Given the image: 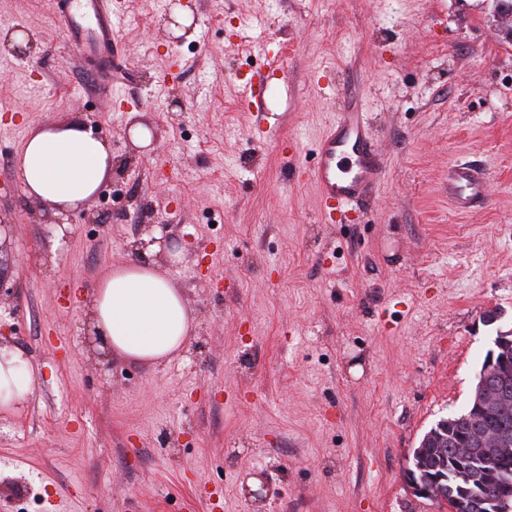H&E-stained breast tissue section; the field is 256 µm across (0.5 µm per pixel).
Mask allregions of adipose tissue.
<instances>
[{"mask_svg":"<svg viewBox=\"0 0 512 512\" xmlns=\"http://www.w3.org/2000/svg\"><path fill=\"white\" fill-rule=\"evenodd\" d=\"M112 171L105 135L79 121L38 127L17 168L26 196L61 216L83 207ZM90 331L97 348L145 364L170 361L186 345L193 318L172 283L148 262L113 264L92 292ZM20 353L0 351V409L13 410L36 391Z\"/></svg>","mask_w":512,"mask_h":512,"instance_id":"ef3b65f1","label":"adipose tissue"}]
</instances>
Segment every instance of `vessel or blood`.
<instances>
[{
  "label": "vessel or blood",
  "mask_w": 512,
  "mask_h": 512,
  "mask_svg": "<svg viewBox=\"0 0 512 512\" xmlns=\"http://www.w3.org/2000/svg\"><path fill=\"white\" fill-rule=\"evenodd\" d=\"M52 5L80 61L89 65L99 96L107 103L121 99L123 90L112 79V50L118 38L112 0H52ZM345 99L317 141L313 163L307 168L329 219L337 208L372 195L382 177V158L368 115L356 94L346 92ZM488 195V178L480 165L449 166L448 203L455 213L472 212Z\"/></svg>",
  "instance_id": "obj_1"
}]
</instances>
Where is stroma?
<instances>
[{
    "label": "stroma",
    "instance_id": "1",
    "mask_svg": "<svg viewBox=\"0 0 512 512\" xmlns=\"http://www.w3.org/2000/svg\"><path fill=\"white\" fill-rule=\"evenodd\" d=\"M126 91L104 109L49 0H0L24 52L0 47V222L16 232L0 341L39 377L0 411V512H438L406 486L413 448L468 402L497 328H512L511 19L495 0H116ZM193 22L174 35V8ZM280 54L252 136L243 82ZM353 89L384 158L374 199L324 219L288 177ZM79 119L110 141L111 176L54 215L16 176L30 131ZM154 129L135 146L132 124ZM471 160L489 202L459 216L448 168ZM150 255L195 330L147 365L98 352L90 292ZM497 310V324L483 316ZM241 100L248 108L256 107L258 109L257 134L263 141L273 140L277 127L267 122L266 112L262 106V99L259 87L253 84L243 85L241 88Z\"/></svg>",
    "mask_w": 512,
    "mask_h": 512
}]
</instances>
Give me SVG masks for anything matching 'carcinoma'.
<instances>
[{"label": "carcinoma", "mask_w": 512, "mask_h": 512, "mask_svg": "<svg viewBox=\"0 0 512 512\" xmlns=\"http://www.w3.org/2000/svg\"><path fill=\"white\" fill-rule=\"evenodd\" d=\"M493 386L505 390L507 399L498 410L489 415L474 412L472 403L447 417L448 431L442 439L435 440L428 448L427 470L416 473L418 478L441 476L448 485V504L467 509L475 496L496 500L512 494V457L502 458L495 451H488L492 460L475 476H470V462L457 456L456 450L462 439L480 430L503 431L512 437V378L497 381Z\"/></svg>", "instance_id": "carcinoma-1"}]
</instances>
